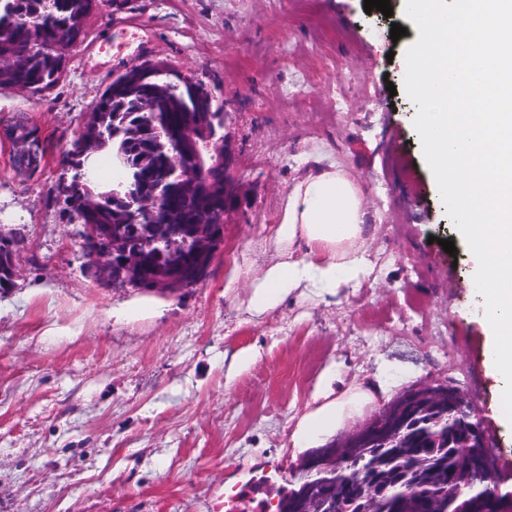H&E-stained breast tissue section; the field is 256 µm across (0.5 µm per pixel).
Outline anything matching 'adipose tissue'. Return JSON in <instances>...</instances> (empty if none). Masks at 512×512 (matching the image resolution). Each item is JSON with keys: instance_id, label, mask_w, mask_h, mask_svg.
Here are the masks:
<instances>
[{"instance_id": "ef3b65f1", "label": "adipose tissue", "mask_w": 512, "mask_h": 512, "mask_svg": "<svg viewBox=\"0 0 512 512\" xmlns=\"http://www.w3.org/2000/svg\"><path fill=\"white\" fill-rule=\"evenodd\" d=\"M363 216L359 188L345 171L331 167L297 182L286 195L276 229L277 259L257 277L247 309L260 314L302 284L332 285L339 272L357 274ZM374 398L370 389L355 388L322 403L301 421L297 444L311 447L342 428Z\"/></svg>"}]
</instances>
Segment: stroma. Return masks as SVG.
I'll return each mask as SVG.
<instances>
[{
	"mask_svg": "<svg viewBox=\"0 0 512 512\" xmlns=\"http://www.w3.org/2000/svg\"><path fill=\"white\" fill-rule=\"evenodd\" d=\"M390 5L387 17L364 0H97L55 86L0 90V235L15 268L0 293V512H264L291 487L315 395L355 383L376 395L368 417L410 386L456 388L493 456L512 458V422L492 421L503 388L485 363L476 269L402 88L419 33L406 0ZM396 23L407 34L394 41ZM147 61L203 83L237 150L224 243L205 279L174 293L101 280L57 189L92 107ZM28 131L40 152L26 167ZM330 166L363 195L364 271L248 313L287 193Z\"/></svg>",
	"mask_w": 512,
	"mask_h": 512,
	"instance_id": "35a3bbf8",
	"label": "stroma"
}]
</instances>
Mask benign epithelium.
Instances as JSON below:
<instances>
[{
	"label": "benign epithelium",
	"mask_w": 512,
	"mask_h": 512,
	"mask_svg": "<svg viewBox=\"0 0 512 512\" xmlns=\"http://www.w3.org/2000/svg\"><path fill=\"white\" fill-rule=\"evenodd\" d=\"M174 92L180 93L183 101H193L196 108L193 120L167 126L169 142L188 150L192 158L206 150L212 166L224 169V182L210 179L199 165L171 167L169 175L177 176V186L197 188V212L189 221L166 209V182L136 187L137 175L130 161L119 156L115 167L126 171L127 178L112 188V197L126 199L131 209L165 212V223L172 229L188 228L186 246L190 248L191 260L186 266L151 269L144 252L132 248L124 236H109L98 225L86 224L83 238L92 265L114 286L174 292L197 284L208 273L224 241V224L212 217L216 213L228 215L239 197L238 185L232 177L236 165L234 146L225 139L216 144L211 138L200 139V133L213 124L216 112L212 96L204 86L166 62L131 65L112 80V99L145 95L143 110L157 114L161 121L174 102ZM419 426L426 427L435 442L448 450L455 460V471L472 477L469 496L460 495L448 477L447 464L440 463L430 471L420 465L423 453L411 438L412 430ZM485 435L482 417L458 390L412 387L342 438L302 457L288 497L280 495L271 502L273 512H387L386 491L391 475L381 472L375 462L387 449L413 458L419 482L442 491L441 495L426 499L416 485H409L405 501L411 512H489L488 508L471 502L487 490V462L471 452L481 445ZM347 470L359 476L357 486H341L340 474Z\"/></svg>",
	"instance_id": "obj_1"
}]
</instances>
